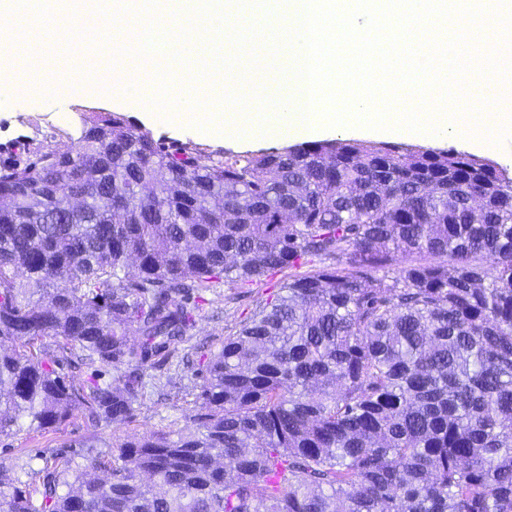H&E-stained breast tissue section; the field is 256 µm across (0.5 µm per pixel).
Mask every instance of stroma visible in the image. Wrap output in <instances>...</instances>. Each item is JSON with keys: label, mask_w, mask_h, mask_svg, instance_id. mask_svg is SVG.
<instances>
[{"label": "stroma", "mask_w": 512, "mask_h": 512, "mask_svg": "<svg viewBox=\"0 0 512 512\" xmlns=\"http://www.w3.org/2000/svg\"><path fill=\"white\" fill-rule=\"evenodd\" d=\"M82 108L119 112L123 106L104 94H64L52 88L35 96L0 103V148L16 139L29 142L35 151L72 147L73 142L68 133L78 122V111ZM145 127L154 137L194 144L198 149V162L203 166L211 165L229 149L228 144L221 139L195 135L161 120L146 122ZM412 142L432 149L453 148L467 153L475 150L466 142L436 140L426 135L413 137ZM475 151L512 170V133L507 135L502 144L489 143ZM287 279L286 273L279 272L259 282L231 286L226 284L207 292L204 309L190 331L191 339L182 356L172 359L156 379L150 380L130 422L117 427H97L85 412L77 411L59 428L41 433L22 432L2 436L0 469L18 476L24 475L28 467H41L42 455L55 449H67L93 435L118 445L134 435L183 430L186 426L187 405L183 400L173 397L168 386L169 380L189 382L199 369L204 354L218 348L225 336L240 328L279 291Z\"/></svg>", "instance_id": "stroma-1"}]
</instances>
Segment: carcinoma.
I'll list each match as a JSON object with an SVG mask.
<instances>
[{
  "mask_svg": "<svg viewBox=\"0 0 512 512\" xmlns=\"http://www.w3.org/2000/svg\"><path fill=\"white\" fill-rule=\"evenodd\" d=\"M67 137L0 166V436L130 422L204 292L310 269L205 356L187 433L0 469V512H512L511 172L339 138L202 167L119 112ZM64 374L68 379H73L75 382H111L118 380L117 374L112 370L106 368H98V371L87 370L84 367L68 366L64 370Z\"/></svg>",
  "mask_w": 512,
  "mask_h": 512,
  "instance_id": "obj_1",
  "label": "carcinoma"
}]
</instances>
